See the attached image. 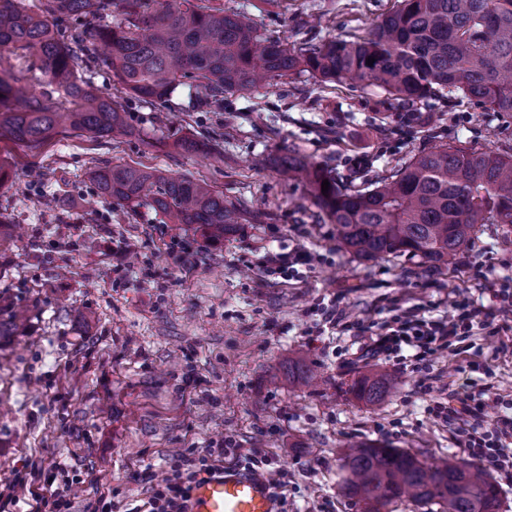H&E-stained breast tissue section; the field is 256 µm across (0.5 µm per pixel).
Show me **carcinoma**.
Wrapping results in <instances>:
<instances>
[{
	"label": "carcinoma",
	"instance_id": "1",
	"mask_svg": "<svg viewBox=\"0 0 512 512\" xmlns=\"http://www.w3.org/2000/svg\"><path fill=\"white\" fill-rule=\"evenodd\" d=\"M366 37L322 39L295 46L260 33L254 16L224 10L217 0H0V52L27 50L54 86L47 96L20 86L23 76L0 69V139L40 147L66 124L96 138L128 133L125 112L88 76L112 72L130 95L163 101L182 86L211 112L224 98L308 72L319 82L351 78L392 99L423 100L438 90L476 99L493 115H512V0H395ZM73 15L97 24L60 35ZM374 59L371 65L366 59ZM273 164L301 181L329 223L338 247L359 259L408 255L424 272L456 264L481 224L512 229V155L440 145L398 162L361 187L290 152ZM99 194L133 218L151 211L161 224L195 227L211 240L239 223L241 209L203 180L153 168L107 166L91 173ZM329 182L322 192L323 181ZM288 378L313 379L298 362ZM388 375L376 368L354 381L355 398L385 401ZM339 490L384 512L408 499L440 512H499L501 490L485 466L454 455L431 463L401 448L365 441L341 458Z\"/></svg>",
	"mask_w": 512,
	"mask_h": 512
}]
</instances>
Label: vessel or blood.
<instances>
[{
	"label": "vessel or blood",
	"instance_id": "obj_1",
	"mask_svg": "<svg viewBox=\"0 0 512 512\" xmlns=\"http://www.w3.org/2000/svg\"><path fill=\"white\" fill-rule=\"evenodd\" d=\"M268 483L235 466H225L194 485L187 512H280Z\"/></svg>",
	"mask_w": 512,
	"mask_h": 512
}]
</instances>
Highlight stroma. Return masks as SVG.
I'll return each instance as SVG.
<instances>
[{
    "mask_svg": "<svg viewBox=\"0 0 512 512\" xmlns=\"http://www.w3.org/2000/svg\"><path fill=\"white\" fill-rule=\"evenodd\" d=\"M254 15L265 34L291 43L366 36L394 0H223ZM93 81L122 105L128 136L97 140L67 126L38 148L0 140V321L26 311L0 336V512H32L42 470L76 480L72 512H97L101 497L146 498L170 455L227 441L266 456L286 475L281 512H364L341 495L340 459L357 441H379L432 462L458 452L462 426L436 403L490 378L481 415L492 429L512 402V345L476 331L467 356L448 348L404 366L381 405L349 387L371 359L383 322L410 310L448 314L480 302L490 282L512 278V245L500 225L479 227L456 269L422 274L417 260H359L336 247V227L317 216L301 182L257 166L291 149L361 185L438 144L512 154V117L440 91L416 103L356 81L322 85L294 73L224 109L201 107L188 89L150 104L94 68ZM219 135L218 152L170 148L174 135ZM150 167L205 180L243 220L218 241L143 211L130 221L98 193L102 163ZM311 261L264 277L265 247ZM482 268H475V261ZM335 304L336 325L322 315ZM321 375L317 387L288 381L289 360ZM24 481L27 491L7 497Z\"/></svg>",
    "mask_w": 512,
    "mask_h": 512,
    "instance_id": "obj_1",
    "label": "stroma"
}]
</instances>
